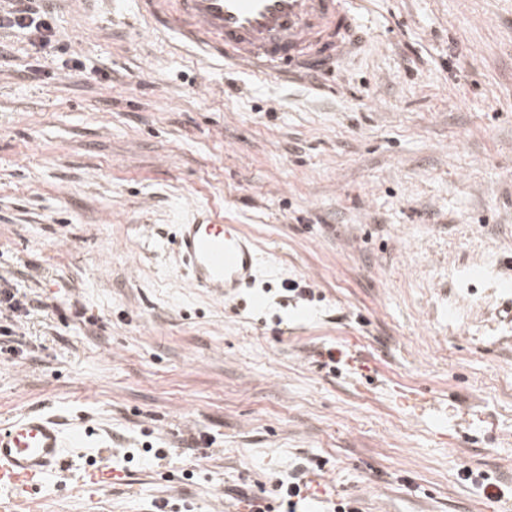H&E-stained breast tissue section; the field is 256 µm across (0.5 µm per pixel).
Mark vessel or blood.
<instances>
[{"mask_svg":"<svg viewBox=\"0 0 512 512\" xmlns=\"http://www.w3.org/2000/svg\"><path fill=\"white\" fill-rule=\"evenodd\" d=\"M156 21L180 28L226 63L280 79L327 82L366 41L347 0H138ZM174 250L193 288L230 302L253 287L261 257L236 224L177 227ZM83 421L27 411L0 425V508L30 503L51 479L63 478L75 449L86 447ZM112 466L87 464L79 481L88 493L115 483Z\"/></svg>","mask_w":512,"mask_h":512,"instance_id":"obj_1","label":"vessel or blood"}]
</instances>
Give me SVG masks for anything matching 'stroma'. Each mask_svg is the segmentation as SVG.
I'll list each match as a JSON object with an SVG mask.
<instances>
[{"label":"stroma","mask_w":512,"mask_h":512,"mask_svg":"<svg viewBox=\"0 0 512 512\" xmlns=\"http://www.w3.org/2000/svg\"><path fill=\"white\" fill-rule=\"evenodd\" d=\"M350 8L372 38L319 90L138 0H58L48 59L0 32V276L39 301L0 336V423L84 418L131 454L95 499L49 483L47 512H237L228 487L311 456L304 512H512V0ZM203 214L276 269L263 309L180 268Z\"/></svg>","instance_id":"1"}]
</instances>
